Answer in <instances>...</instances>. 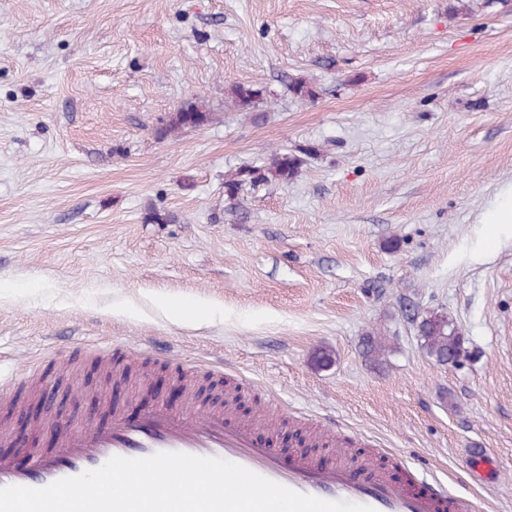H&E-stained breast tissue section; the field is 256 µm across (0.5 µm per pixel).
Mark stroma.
I'll return each instance as SVG.
<instances>
[{"label":"stroma","mask_w":512,"mask_h":512,"mask_svg":"<svg viewBox=\"0 0 512 512\" xmlns=\"http://www.w3.org/2000/svg\"><path fill=\"white\" fill-rule=\"evenodd\" d=\"M186 101L212 122L165 133ZM510 186L512 0H0V425L43 400L22 460L184 408L189 361L205 400L281 402L264 441L328 427L512 512V224L483 221ZM432 310L463 362L424 349ZM310 151L308 148H298L294 152H275L267 165L239 168L224 180V195L229 201H235L242 187L248 183L253 186L272 181L287 184L305 164L304 156ZM417 323L418 334L423 340V346L427 354L439 364H446L452 357L454 363L459 362L464 356V338L458 327L447 315L428 312L420 316Z\"/></svg>","instance_id":"obj_1"}]
</instances>
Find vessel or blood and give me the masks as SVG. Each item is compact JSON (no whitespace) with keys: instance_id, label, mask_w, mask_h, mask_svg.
Returning <instances> with one entry per match:
<instances>
[{"instance_id":"obj_1","label":"vessel or blood","mask_w":512,"mask_h":512,"mask_svg":"<svg viewBox=\"0 0 512 512\" xmlns=\"http://www.w3.org/2000/svg\"><path fill=\"white\" fill-rule=\"evenodd\" d=\"M51 450L29 452L24 464L0 455V487L41 488L101 467L111 457L144 458L158 452L218 457L239 464L294 491L324 500H344L374 512H473L468 498L446 484L405 469L392 480L372 458L351 456L320 466L304 454L283 455L258 443L248 424L220 409L179 410L155 405L139 416L114 411L106 420L74 428L58 425Z\"/></svg>"}]
</instances>
